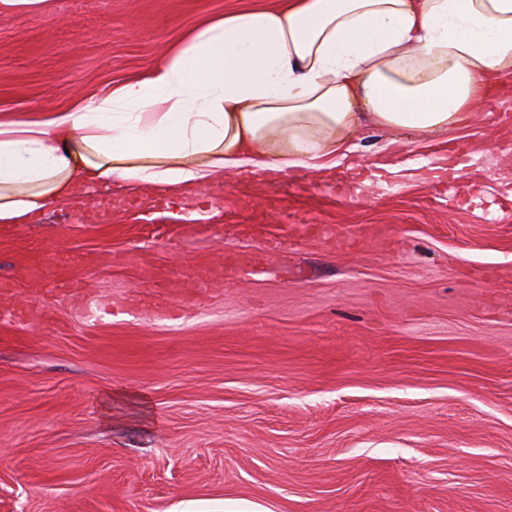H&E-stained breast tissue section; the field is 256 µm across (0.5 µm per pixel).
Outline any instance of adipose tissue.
Returning <instances> with one entry per match:
<instances>
[{"mask_svg": "<svg viewBox=\"0 0 512 512\" xmlns=\"http://www.w3.org/2000/svg\"><path fill=\"white\" fill-rule=\"evenodd\" d=\"M512 73V0H283L209 19L147 74L0 119V223L115 181L194 193L250 166L326 174L360 109L441 137Z\"/></svg>", "mask_w": 512, "mask_h": 512, "instance_id": "obj_1", "label": "adipose tissue"}]
</instances>
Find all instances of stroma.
<instances>
[{
	"label": "stroma",
	"mask_w": 512,
	"mask_h": 512,
	"mask_svg": "<svg viewBox=\"0 0 512 512\" xmlns=\"http://www.w3.org/2000/svg\"><path fill=\"white\" fill-rule=\"evenodd\" d=\"M275 2L1 9L0 116ZM477 111L434 148L362 120L324 179L116 182L0 224V512H512V94ZM182 512H269L262 505L236 500H198L184 506Z\"/></svg>",
	"instance_id": "stroma-1"
}]
</instances>
